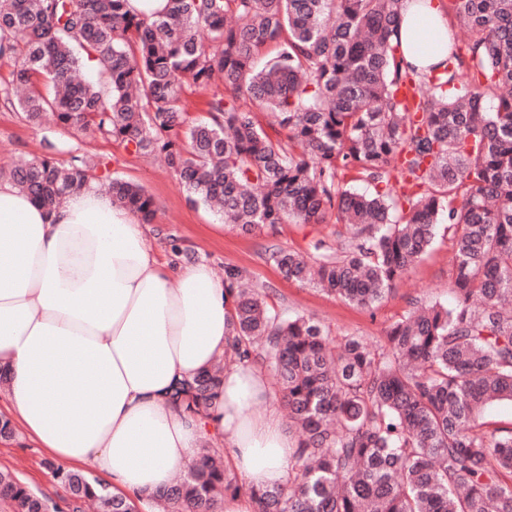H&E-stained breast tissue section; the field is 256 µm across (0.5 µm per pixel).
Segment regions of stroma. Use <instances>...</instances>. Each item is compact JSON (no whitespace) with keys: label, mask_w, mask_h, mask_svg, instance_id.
I'll return each instance as SVG.
<instances>
[{"label":"stroma","mask_w":512,"mask_h":512,"mask_svg":"<svg viewBox=\"0 0 512 512\" xmlns=\"http://www.w3.org/2000/svg\"><path fill=\"white\" fill-rule=\"evenodd\" d=\"M45 155L59 160L79 155L143 186L153 197L156 209L152 224L145 227L146 241L160 259L201 261L219 278L225 268H236L265 289L269 303L314 316L334 340L353 335L378 342L412 302H444L449 298L450 238L438 240L387 300L374 310H364L317 288L286 280L267 258L268 251L276 247L313 253L317 241L335 243L344 225L279 224L242 233L225 225L209 209L190 204L176 174L161 158L130 154L111 141L85 137L50 123L30 126L17 109L0 104V170ZM48 458V452L24 433H17L12 441L0 442V468L13 471L32 488L56 499L63 491L45 467Z\"/></svg>","instance_id":"obj_1"}]
</instances>
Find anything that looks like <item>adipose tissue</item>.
Wrapping results in <instances>:
<instances>
[{
    "instance_id": "1",
    "label": "adipose tissue",
    "mask_w": 512,
    "mask_h": 512,
    "mask_svg": "<svg viewBox=\"0 0 512 512\" xmlns=\"http://www.w3.org/2000/svg\"><path fill=\"white\" fill-rule=\"evenodd\" d=\"M400 51L425 70L448 55L436 0H401ZM231 295L207 264L160 262L144 226L96 184L41 206L0 180V367L6 412L65 469L91 467L113 494L169 485L213 439L247 485L286 484L293 443L256 368L230 366L207 416L172 386L224 353Z\"/></svg>"
}]
</instances>
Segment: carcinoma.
<instances>
[{
	"mask_svg": "<svg viewBox=\"0 0 512 512\" xmlns=\"http://www.w3.org/2000/svg\"><path fill=\"white\" fill-rule=\"evenodd\" d=\"M400 0H0V100L128 152L159 155L188 201L245 233L286 222L349 229L317 254L278 248L284 278L371 310L452 234L451 305L415 303L371 344L340 347L313 316L280 312L238 269L224 356L170 401L206 416L224 369L262 363L298 433L288 487L243 488L204 447L150 498L167 512H512V0H448L466 53L427 72L404 63ZM275 48L261 65V53ZM187 88L208 93L191 118ZM80 156L23 160L5 177L51 207L80 191ZM371 186L366 193L350 181ZM112 201L150 224L155 202L113 177ZM66 505L138 512L78 470L51 468ZM9 512H61L0 470Z\"/></svg>",
	"mask_w": 512,
	"mask_h": 512,
	"instance_id": "cac0c4a2",
	"label": "carcinoma"
}]
</instances>
